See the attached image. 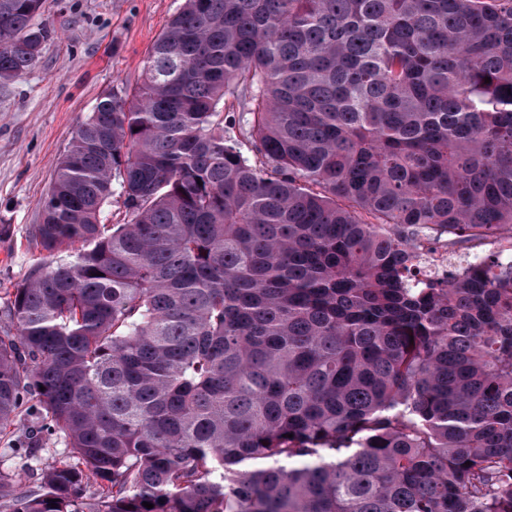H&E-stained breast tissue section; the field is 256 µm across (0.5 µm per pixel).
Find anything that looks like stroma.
Segmentation results:
<instances>
[{
    "instance_id": "1",
    "label": "stroma",
    "mask_w": 512,
    "mask_h": 512,
    "mask_svg": "<svg viewBox=\"0 0 512 512\" xmlns=\"http://www.w3.org/2000/svg\"><path fill=\"white\" fill-rule=\"evenodd\" d=\"M183 3L47 0L54 34L27 74L0 83V305L44 256L36 241L41 202L77 125L105 94L133 91L154 41ZM36 424L35 410L26 405L0 433L1 472L65 459L57 443L28 458L18 454Z\"/></svg>"
}]
</instances>
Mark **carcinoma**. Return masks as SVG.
I'll return each mask as SVG.
<instances>
[{"mask_svg":"<svg viewBox=\"0 0 512 512\" xmlns=\"http://www.w3.org/2000/svg\"><path fill=\"white\" fill-rule=\"evenodd\" d=\"M41 208L0 429L67 456L0 512H512V257L412 270L512 240V0H185ZM415 263L421 278H448V255L441 241L426 243L420 250Z\"/></svg>","mask_w":512,"mask_h":512,"instance_id":"obj_1","label":"carcinoma"}]
</instances>
